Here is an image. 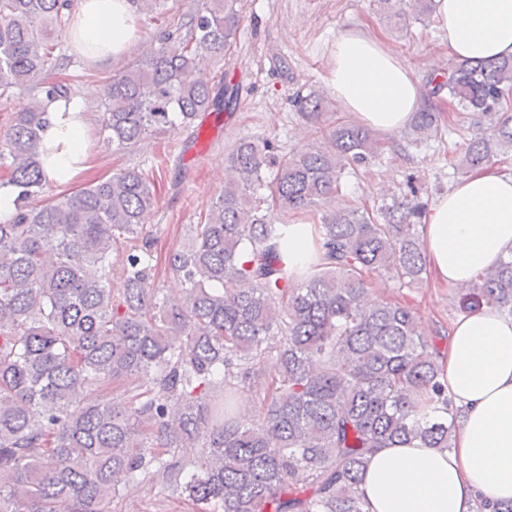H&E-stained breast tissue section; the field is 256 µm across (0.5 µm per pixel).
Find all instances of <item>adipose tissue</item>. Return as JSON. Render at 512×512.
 <instances>
[{"label": "adipose tissue", "instance_id": "obj_1", "mask_svg": "<svg viewBox=\"0 0 512 512\" xmlns=\"http://www.w3.org/2000/svg\"><path fill=\"white\" fill-rule=\"evenodd\" d=\"M434 28L448 53L474 62L512 57V0H434ZM67 37L84 57L113 63L138 42L131 0H76ZM325 82L340 107L362 125L394 134L422 103L412 67L374 31L336 36ZM93 89L46 100L41 161L47 178L66 186L90 161L88 104ZM434 280L469 283L512 253V174L479 169L441 195L420 239ZM289 274L322 261L312 224H292L281 245ZM443 381L461 416L452 448L410 440L377 449L362 490L365 512H476L479 496L512 501V315L492 306L459 316L442 362Z\"/></svg>", "mask_w": 512, "mask_h": 512}]
</instances>
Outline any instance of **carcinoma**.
<instances>
[{
    "mask_svg": "<svg viewBox=\"0 0 512 512\" xmlns=\"http://www.w3.org/2000/svg\"><path fill=\"white\" fill-rule=\"evenodd\" d=\"M400 30L433 13V0H375ZM237 0H203L157 47L112 78L102 142L126 151L198 127L233 95L208 72L233 47ZM71 0H0V92L28 97L0 138L14 212L0 222V512H112L124 478L171 486L198 512H364L360 488L377 448L418 438L450 448L456 416L440 381L443 350L422 337L407 305L368 297L370 278L401 288L424 281L417 226L426 204L391 196L321 213L329 262L302 276L283 270L288 218L322 207L347 167L380 149L369 129L343 123L322 145L281 155L243 138L227 157L224 187L167 265L184 283L159 297L147 217L155 181L132 167L70 194L48 195L39 160L48 123L38 83L65 68L53 40L69 29ZM186 33H181V30ZM416 113L412 133H438L433 100L468 112L474 132L461 173L512 152V59H455ZM274 170L269 194L260 192ZM139 245L112 292V250ZM468 312L512 314V254L460 288ZM275 355L279 376L260 363ZM117 383L122 400L86 392ZM255 389L261 421L239 419V385ZM200 448L193 459L179 448Z\"/></svg>",
    "mask_w": 512,
    "mask_h": 512,
    "instance_id": "carcinoma-1",
    "label": "carcinoma"
}]
</instances>
